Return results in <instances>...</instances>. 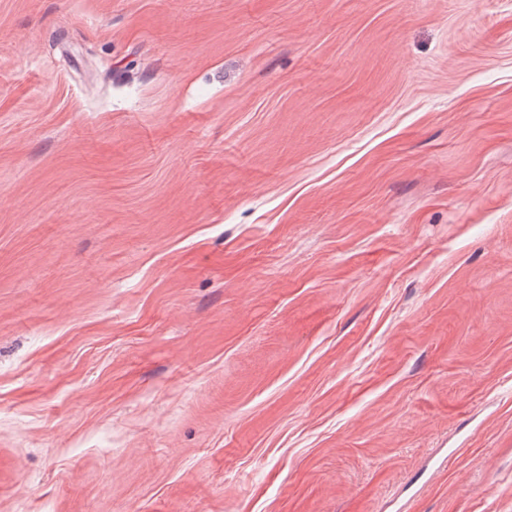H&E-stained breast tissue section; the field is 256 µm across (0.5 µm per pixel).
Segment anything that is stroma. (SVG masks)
<instances>
[{"instance_id":"obj_1","label":"stroma","mask_w":512,"mask_h":512,"mask_svg":"<svg viewBox=\"0 0 512 512\" xmlns=\"http://www.w3.org/2000/svg\"><path fill=\"white\" fill-rule=\"evenodd\" d=\"M0 512H512V0H0Z\"/></svg>"}]
</instances>
